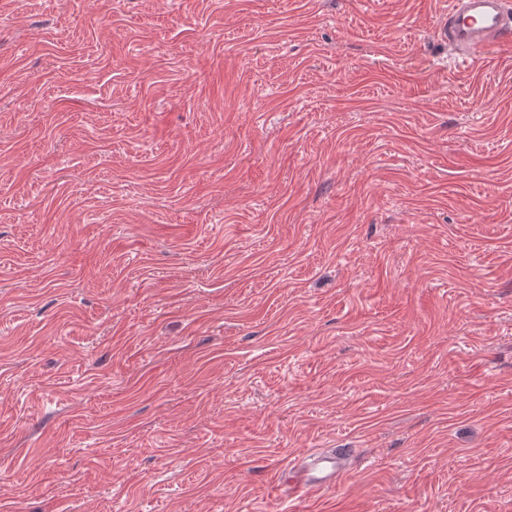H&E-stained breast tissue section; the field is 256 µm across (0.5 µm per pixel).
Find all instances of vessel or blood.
<instances>
[{
  "label": "vessel or blood",
  "mask_w": 512,
  "mask_h": 512,
  "mask_svg": "<svg viewBox=\"0 0 512 512\" xmlns=\"http://www.w3.org/2000/svg\"><path fill=\"white\" fill-rule=\"evenodd\" d=\"M438 33L456 55L458 68H468L478 55L512 40V0H448ZM352 468L350 449L308 450L278 477L303 499L336 485Z\"/></svg>",
  "instance_id": "vessel-or-blood-1"
}]
</instances>
